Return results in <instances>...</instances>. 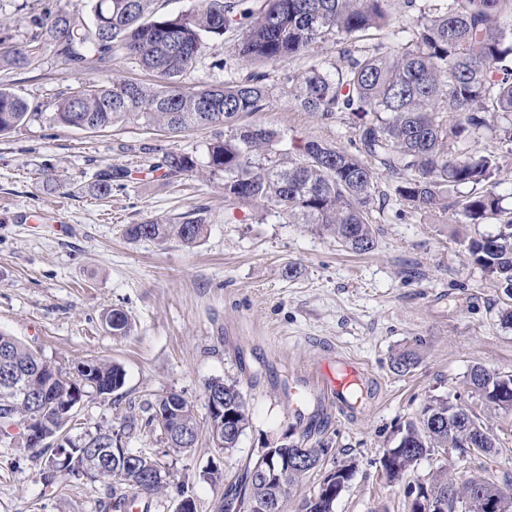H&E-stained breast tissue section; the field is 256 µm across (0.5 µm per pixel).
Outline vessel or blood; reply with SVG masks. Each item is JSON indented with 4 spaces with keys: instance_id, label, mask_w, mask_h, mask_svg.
Listing matches in <instances>:
<instances>
[{
    "instance_id": "vessel-or-blood-1",
    "label": "vessel or blood",
    "mask_w": 512,
    "mask_h": 512,
    "mask_svg": "<svg viewBox=\"0 0 512 512\" xmlns=\"http://www.w3.org/2000/svg\"><path fill=\"white\" fill-rule=\"evenodd\" d=\"M308 387L335 403L339 412L352 416L365 410L375 383L359 362L336 355L321 358L308 376L299 379L288 391L289 401L302 400V391Z\"/></svg>"
}]
</instances>
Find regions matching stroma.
<instances>
[{"label": "stroma", "instance_id": "35a3bbf8", "mask_svg": "<svg viewBox=\"0 0 512 512\" xmlns=\"http://www.w3.org/2000/svg\"><path fill=\"white\" fill-rule=\"evenodd\" d=\"M65 12L91 21L88 0H0V40L23 46L33 17ZM232 43L211 41L183 90L223 81L219 64ZM297 67L294 61L270 66L267 107L247 122L283 131L293 147L307 139L347 145V121L327 124L292 104L285 77ZM119 79L156 82L120 56L106 68L93 61L70 67L49 44L26 68L0 64V89L40 112L0 136V330L66 368L107 358L125 371L119 391L86 399L68 425L70 436L99 426L122 431L129 417H141L147 403L169 392L191 402L204 426L206 385L221 378L238 385L249 414L236 448L219 452L204 429L196 448L184 453L169 451L155 431L123 439L187 486L198 512H215L223 491L208 479V467L218 466L230 483L265 449L289 440L325 455L285 512H299L323 470L343 462L353 464L354 474L334 512H376L382 505L407 512L408 485L436 467H447L460 483L475 474L452 454L421 460L402 481L384 477L383 452L432 398L483 412L500 445L494 467L512 473V416L484 413L467 386L476 367L512 374V327L501 322L512 299L465 251L470 238L495 234L496 222L461 224L452 213L405 212L393 201L374 215L376 245L366 254L315 225L289 224L272 213L240 222L238 210L224 204L222 175L167 178L155 168L165 151L205 158L223 127L174 134L134 121L88 132L55 120L67 93ZM115 169L124 178L99 196L97 174ZM197 209L207 230L196 246L125 235L128 225L173 224ZM290 265L297 268L292 278L285 275ZM115 309L129 318L126 335H113L105 322ZM402 348L417 356L405 374L390 366ZM336 352L373 375L371 407L345 417L314 394L291 410L289 387ZM111 490V481L80 474L46 485L21 439H0V512H104Z\"/></svg>", "mask_w": 512, "mask_h": 512}]
</instances>
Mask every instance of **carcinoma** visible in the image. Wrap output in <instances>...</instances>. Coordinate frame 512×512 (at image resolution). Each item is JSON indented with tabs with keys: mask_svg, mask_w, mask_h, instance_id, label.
<instances>
[{
	"mask_svg": "<svg viewBox=\"0 0 512 512\" xmlns=\"http://www.w3.org/2000/svg\"><path fill=\"white\" fill-rule=\"evenodd\" d=\"M92 22L81 26L68 14L51 21L32 20L28 48L0 51L4 62L24 68L48 36L55 53L72 67H82L93 55L98 64L112 62L115 52L160 79L147 87L117 81L110 87L72 92L56 104L54 119L70 126L86 118L96 130L130 119L179 133L199 126H223L224 138L206 147L205 162L191 153H163L157 169L165 175H188L206 167L224 173V200L242 210L258 207L290 224H314L355 253L375 248L371 213L383 210L390 196L411 210L453 211L461 224L496 220L494 235L472 238L468 256L497 277L512 298V208L503 207L496 188L498 166L491 154L478 150L485 130L499 132L500 143L512 152V0H404L411 10L406 27L413 38L395 46L379 41L359 46L370 31L392 21L395 0H201L199 7L175 15L160 14L156 0H91ZM105 21L112 37L97 34ZM227 33L236 36L232 55L254 65L243 76L185 92L178 80L192 74L210 41ZM338 47L342 65L325 68L312 56L316 46ZM293 59L304 66L287 75L289 96L295 105L321 121L342 116L354 136L349 146L310 139L291 154L282 132L240 123L243 115L261 112L269 96L265 67ZM35 113L23 98L0 90V134L27 124ZM392 182L393 194L378 179ZM206 233L202 213H190L178 224L149 221L126 228L130 240L165 241L176 238L186 246L199 243ZM112 335L122 336L128 317L114 310L106 317ZM0 348L10 352L12 364L28 370L27 383L36 398L51 403L71 396L110 395L124 384L123 368L105 359L82 362V368L54 367L38 371L45 359L15 336L0 330ZM415 353L399 350L392 368L408 372ZM501 377L481 367L471 370V393L485 406L512 413V374ZM206 389L224 393V417H208L207 432L219 433L224 448L236 447L248 425L242 392L220 378ZM141 424L160 430L170 450L188 451L183 431L200 430L194 408L182 395L170 392L148 404ZM75 414H45V429L62 433ZM71 447L101 465V477L113 480L112 500L128 502L142 492L163 495L168 489L161 462L122 445L111 429L98 428L71 439ZM453 449L482 473L459 486L438 468L423 483L451 493L446 512H490L471 487L488 481L512 492V476H500L488 466L497 455L496 439L469 405L432 398L416 423L401 433L390 456L380 460L383 470L395 465L402 473L419 460ZM312 468L283 473L274 482L260 477L257 464L246 467L237 482L224 489V502L238 512H257L265 498L288 499Z\"/></svg>",
	"mask_w": 512,
	"mask_h": 512,
	"instance_id": "cac0c4a2",
	"label": "carcinoma"
}]
</instances>
